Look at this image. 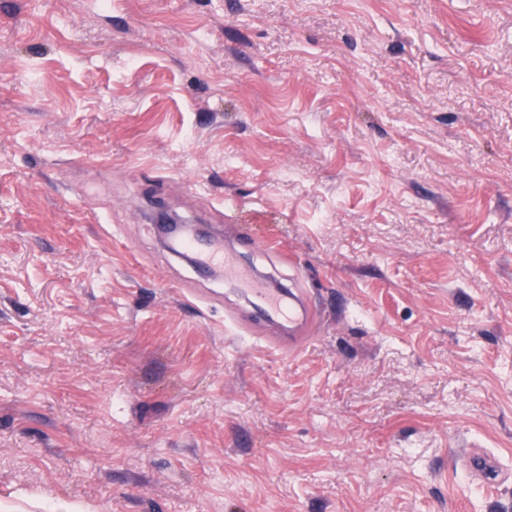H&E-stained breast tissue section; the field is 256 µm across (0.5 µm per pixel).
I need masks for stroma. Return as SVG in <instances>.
<instances>
[{
  "instance_id": "35a3bbf8",
  "label": "stroma",
  "mask_w": 512,
  "mask_h": 512,
  "mask_svg": "<svg viewBox=\"0 0 512 512\" xmlns=\"http://www.w3.org/2000/svg\"><path fill=\"white\" fill-rule=\"evenodd\" d=\"M65 506L512 512V0H0V512ZM156 224L160 232H164L167 239H171L181 233L188 232L195 234L201 240H207L209 229L204 224H178V222L167 212H160L156 218ZM184 251L196 253L198 265L222 270L225 281L247 288L262 299L263 305L269 312L288 320L289 325L297 321L294 303H288L283 291L278 288H266L262 281L254 279L250 271L240 265L235 253L224 248L222 242L217 241L208 249L199 252H196L195 245L188 243ZM470 468L485 480H493L498 477L499 466L497 459L483 452H471L468 456Z\"/></svg>"
}]
</instances>
